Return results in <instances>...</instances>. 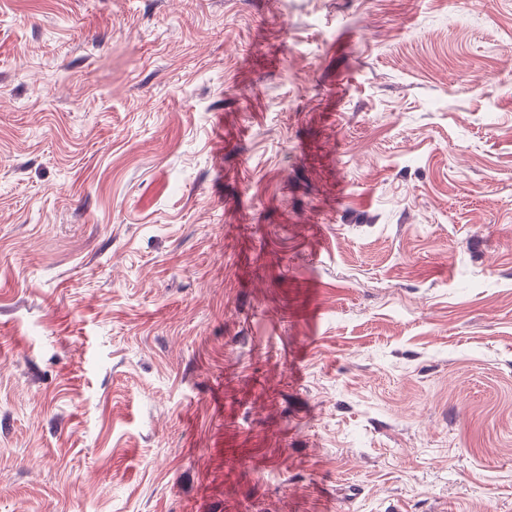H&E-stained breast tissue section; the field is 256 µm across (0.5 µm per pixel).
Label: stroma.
Listing matches in <instances>:
<instances>
[{
	"label": "stroma",
	"instance_id": "obj_1",
	"mask_svg": "<svg viewBox=\"0 0 512 512\" xmlns=\"http://www.w3.org/2000/svg\"><path fill=\"white\" fill-rule=\"evenodd\" d=\"M0 512H512V0H0Z\"/></svg>",
	"mask_w": 512,
	"mask_h": 512
}]
</instances>
